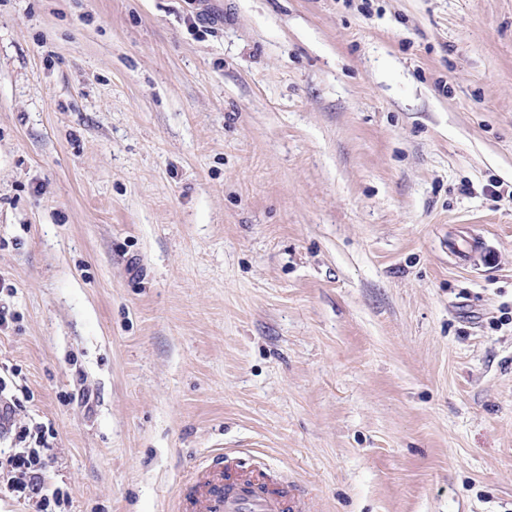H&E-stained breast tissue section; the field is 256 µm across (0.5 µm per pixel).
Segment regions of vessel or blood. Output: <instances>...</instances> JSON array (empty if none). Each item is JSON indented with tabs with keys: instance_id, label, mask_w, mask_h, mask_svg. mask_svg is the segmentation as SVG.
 I'll list each match as a JSON object with an SVG mask.
<instances>
[{
	"instance_id": "obj_1",
	"label": "vessel or blood",
	"mask_w": 512,
	"mask_h": 512,
	"mask_svg": "<svg viewBox=\"0 0 512 512\" xmlns=\"http://www.w3.org/2000/svg\"><path fill=\"white\" fill-rule=\"evenodd\" d=\"M176 512H308L307 499L264 464L249 468L223 455L199 462L175 500Z\"/></svg>"
}]
</instances>
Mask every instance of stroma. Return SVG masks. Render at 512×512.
<instances>
[{
  "label": "stroma",
  "instance_id": "1",
  "mask_svg": "<svg viewBox=\"0 0 512 512\" xmlns=\"http://www.w3.org/2000/svg\"><path fill=\"white\" fill-rule=\"evenodd\" d=\"M0 274L67 512H512V0H0ZM308 500L264 464L243 468L220 453L199 462L180 488L177 512H308Z\"/></svg>",
  "mask_w": 512,
  "mask_h": 512
}]
</instances>
